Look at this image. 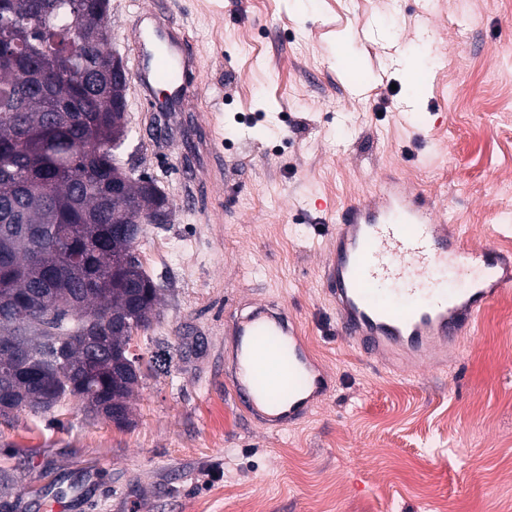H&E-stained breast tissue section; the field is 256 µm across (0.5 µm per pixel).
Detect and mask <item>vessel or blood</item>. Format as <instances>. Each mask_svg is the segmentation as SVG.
Segmentation results:
<instances>
[{
    "mask_svg": "<svg viewBox=\"0 0 512 512\" xmlns=\"http://www.w3.org/2000/svg\"><path fill=\"white\" fill-rule=\"evenodd\" d=\"M147 12L157 22L148 42L136 44L135 71L146 86L163 87L167 111L178 112L197 55L174 36L166 0H150ZM441 210L434 197L396 179L340 215L324 276L336 300L337 332L370 357L430 363L512 286V260L502 248H472ZM445 269L469 272L468 287L435 285ZM232 334V391L262 426L283 429L330 392L296 321L278 303L253 304Z\"/></svg>",
    "mask_w": 512,
    "mask_h": 512,
    "instance_id": "b4317fda",
    "label": "vessel or blood"
}]
</instances>
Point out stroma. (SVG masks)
Returning a JSON list of instances; mask_svg holds the SVG:
<instances>
[{
    "mask_svg": "<svg viewBox=\"0 0 512 512\" xmlns=\"http://www.w3.org/2000/svg\"><path fill=\"white\" fill-rule=\"evenodd\" d=\"M147 0H110L130 58ZM168 0L197 53L188 108L138 83L117 156L173 206L136 253L162 285L117 427L72 399L0 417V512H512V290L437 368L336 333L323 264L343 207L400 174L477 247L512 224V0ZM419 68L410 83L406 68ZM285 305L334 386L272 431L225 382L233 323Z\"/></svg>",
    "mask_w": 512,
    "mask_h": 512,
    "instance_id": "1",
    "label": "stroma"
}]
</instances>
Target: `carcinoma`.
Listing matches in <instances>:
<instances>
[{
  "label": "carcinoma",
  "instance_id": "carcinoma-1",
  "mask_svg": "<svg viewBox=\"0 0 512 512\" xmlns=\"http://www.w3.org/2000/svg\"><path fill=\"white\" fill-rule=\"evenodd\" d=\"M106 29L96 0H17L0 25V57L37 53L28 77L0 63V337L18 349L14 360L0 353L3 418L72 397L96 415L129 412L141 380L130 341L159 318L164 288L126 257L164 198L117 159L129 128L114 109L108 38L96 37ZM62 64L74 81L55 79ZM101 312L119 328L91 323ZM95 330L106 340L88 372L79 347L50 352Z\"/></svg>",
  "mask_w": 512,
  "mask_h": 512
}]
</instances>
